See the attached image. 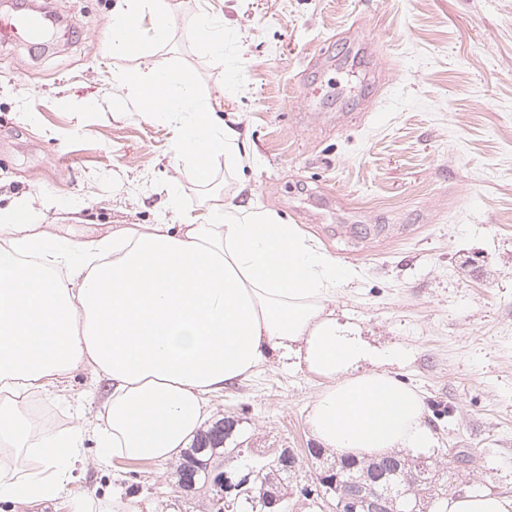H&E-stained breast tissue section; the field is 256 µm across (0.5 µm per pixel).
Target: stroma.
<instances>
[{
  "label": "stroma",
  "instance_id": "1",
  "mask_svg": "<svg viewBox=\"0 0 512 512\" xmlns=\"http://www.w3.org/2000/svg\"><path fill=\"white\" fill-rule=\"evenodd\" d=\"M117 0H37L57 23L36 47L0 33V209L53 198L29 221L92 240L117 224H166L235 198L299 225L355 278L332 308L370 346L401 348L389 370L425 403L448 493L512 499V0H223L224 58L195 31L200 0H168L167 36L107 51ZM186 70L224 119H239L249 166L188 179L159 115L121 104L112 75ZM322 387L271 355L210 398L231 441L296 449L293 512L320 471L307 424ZM103 398L78 370L31 410L55 431ZM177 460L113 459L75 490L142 512H208L212 486L182 491Z\"/></svg>",
  "mask_w": 512,
  "mask_h": 512
}]
</instances>
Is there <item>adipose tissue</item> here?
Listing matches in <instances>:
<instances>
[{"label":"adipose tissue","mask_w":512,"mask_h":512,"mask_svg":"<svg viewBox=\"0 0 512 512\" xmlns=\"http://www.w3.org/2000/svg\"><path fill=\"white\" fill-rule=\"evenodd\" d=\"M169 26L166 0H122L109 49L129 50L128 21ZM118 95L163 115L186 174L216 161L242 168L235 127L169 66L112 76ZM0 211V447L35 455L24 476L0 467V501L20 512L58 498L94 439L113 457L164 462L201 429L210 395L251 375L270 355L295 356L323 382L307 415L323 447L360 460L430 447L419 392L380 369L377 355L327 310L351 268L298 225L231 201L197 216L171 206L167 224H124L100 240L59 239ZM85 370L105 393L92 417L64 433L40 426L30 397Z\"/></svg>","instance_id":"obj_1"}]
</instances>
